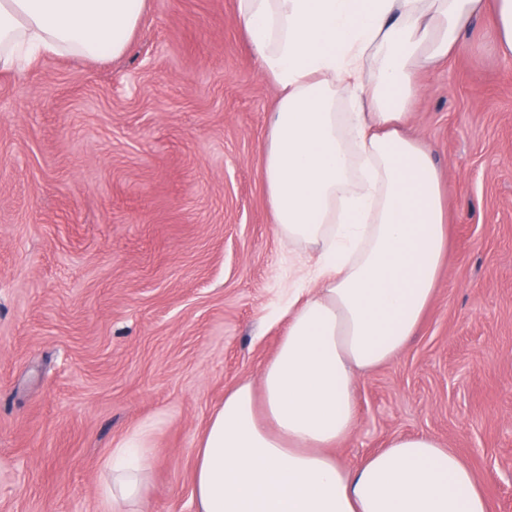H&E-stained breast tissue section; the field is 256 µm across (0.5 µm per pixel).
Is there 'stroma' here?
<instances>
[{
    "label": "stroma",
    "mask_w": 512,
    "mask_h": 512,
    "mask_svg": "<svg viewBox=\"0 0 512 512\" xmlns=\"http://www.w3.org/2000/svg\"><path fill=\"white\" fill-rule=\"evenodd\" d=\"M489 24L420 76L408 129L448 250L417 336L357 375L336 455L430 433L512 512V57ZM276 101L234 0H147L118 59L0 73V512H104L102 464L142 425L144 512H194L195 438L283 331L290 246L258 165Z\"/></svg>",
    "instance_id": "35a3bbf8"
}]
</instances>
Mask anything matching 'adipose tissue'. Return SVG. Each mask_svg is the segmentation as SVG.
Listing matches in <instances>:
<instances>
[{
    "label": "adipose tissue",
    "instance_id": "ef3b65f1",
    "mask_svg": "<svg viewBox=\"0 0 512 512\" xmlns=\"http://www.w3.org/2000/svg\"><path fill=\"white\" fill-rule=\"evenodd\" d=\"M145 0H0V72L20 48L118 58ZM512 55V0H234L279 91L260 169L274 231L305 261L258 383L231 387L195 441L196 512H490L474 472L429 433L400 435L359 466L333 452L356 426L353 374L416 336L448 244L432 151L403 126L417 76L447 60L483 12ZM146 430L114 446L106 512H142Z\"/></svg>",
    "mask_w": 512,
    "mask_h": 512
}]
</instances>
